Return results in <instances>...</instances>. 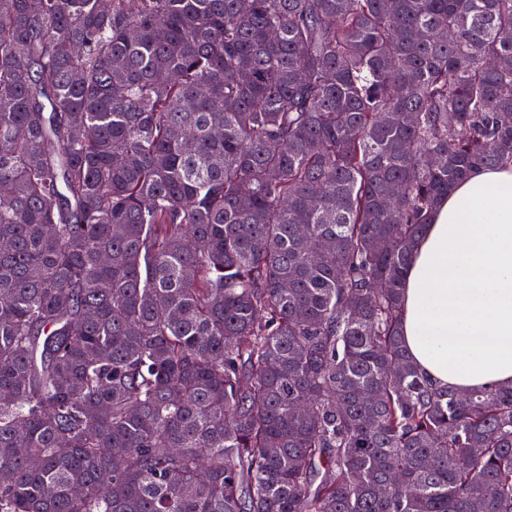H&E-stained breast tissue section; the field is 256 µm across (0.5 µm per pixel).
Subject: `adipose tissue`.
<instances>
[{
  "label": "adipose tissue",
  "mask_w": 512,
  "mask_h": 512,
  "mask_svg": "<svg viewBox=\"0 0 512 512\" xmlns=\"http://www.w3.org/2000/svg\"><path fill=\"white\" fill-rule=\"evenodd\" d=\"M402 331L437 385L512 386V167L474 169L434 212L405 277Z\"/></svg>",
  "instance_id": "adipose-tissue-1"
}]
</instances>
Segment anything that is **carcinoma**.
Listing matches in <instances>:
<instances>
[{"label":"carcinoma","mask_w":512,"mask_h":512,"mask_svg":"<svg viewBox=\"0 0 512 512\" xmlns=\"http://www.w3.org/2000/svg\"><path fill=\"white\" fill-rule=\"evenodd\" d=\"M502 164L512 0H0V512H512L401 336Z\"/></svg>","instance_id":"1"}]
</instances>
